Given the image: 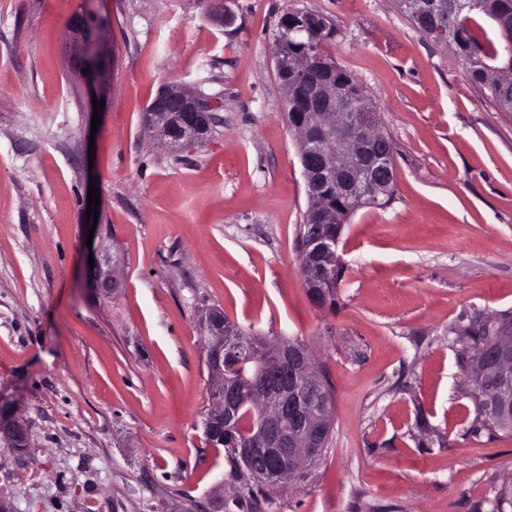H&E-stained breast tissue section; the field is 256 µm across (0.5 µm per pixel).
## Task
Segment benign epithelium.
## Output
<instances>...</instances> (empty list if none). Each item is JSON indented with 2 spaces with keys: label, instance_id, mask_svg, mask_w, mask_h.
I'll return each instance as SVG.
<instances>
[{
  "label": "benign epithelium",
  "instance_id": "benign-epithelium-1",
  "mask_svg": "<svg viewBox=\"0 0 512 512\" xmlns=\"http://www.w3.org/2000/svg\"><path fill=\"white\" fill-rule=\"evenodd\" d=\"M406 13L426 25L448 18L459 5L457 0H401ZM67 38L74 70L90 84L107 73L105 33L91 27L85 13L71 17ZM313 93L320 108L306 114L295 126L299 136V161L307 187L308 211L317 223L307 225L300 247V268L311 296L318 303L328 268L343 265L339 245L345 226L344 216L325 207L322 186L332 183L336 195L349 203L357 200L377 202L394 183V165L389 137L373 122L361 135L360 114L336 97V84L330 75L316 80ZM217 123L211 98L172 81L162 85L144 113L149 134L163 145L186 148L207 140ZM321 224L336 225V235L319 230ZM117 263L111 262L109 248L101 247L91 278L95 288L105 296L119 287L115 275ZM205 341V365L208 374L210 408L206 413L205 434L224 441L231 431L242 394L231 374L246 362L273 365L280 383L259 384L250 392L263 423L242 446L227 442L234 454L245 463L252 480L269 488L284 479L307 475L305 463L314 462L325 446L333 427V410L320 398L325 389L318 366L304 345L275 340H245L239 326L224 318L216 309L205 311L200 318ZM463 366L470 381L478 382L483 398L502 414L512 418V324L503 325L499 338L491 346L468 350ZM0 436L16 448L30 445L27 425L14 415L0 412Z\"/></svg>",
  "mask_w": 512,
  "mask_h": 512
}]
</instances>
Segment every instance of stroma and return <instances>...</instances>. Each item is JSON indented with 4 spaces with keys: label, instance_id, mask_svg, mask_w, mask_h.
Returning a JSON list of instances; mask_svg holds the SVG:
<instances>
[{
    "label": "stroma",
    "instance_id": "obj_1",
    "mask_svg": "<svg viewBox=\"0 0 512 512\" xmlns=\"http://www.w3.org/2000/svg\"><path fill=\"white\" fill-rule=\"evenodd\" d=\"M224 2L227 26L204 0H0V406L31 433L0 439V501L224 512L228 465L202 426L198 316L215 306L306 342L335 390L321 463L260 512H490L512 433L481 429L457 330L512 310V115L396 0ZM89 6L113 75L98 111L66 52ZM287 10L333 23L331 55L395 146V199L346 225L331 309L298 267L308 199L273 56ZM172 80L218 106L212 136L181 151L143 125ZM90 235L117 259L108 297L90 286Z\"/></svg>",
    "mask_w": 512,
    "mask_h": 512
}]
</instances>
